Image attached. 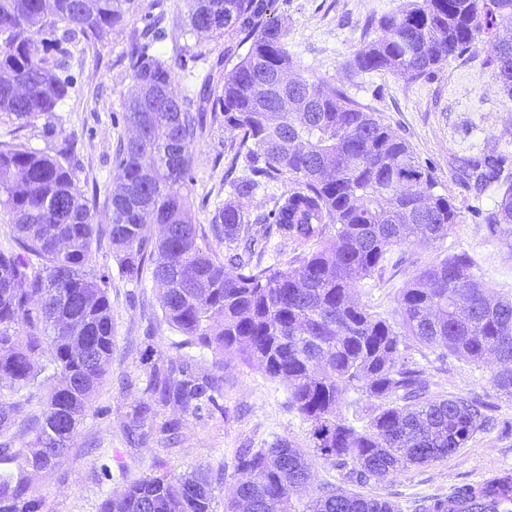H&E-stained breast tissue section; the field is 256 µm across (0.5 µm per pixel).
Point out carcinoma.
Here are the masks:
<instances>
[{
    "label": "carcinoma",
    "mask_w": 512,
    "mask_h": 512,
    "mask_svg": "<svg viewBox=\"0 0 512 512\" xmlns=\"http://www.w3.org/2000/svg\"><path fill=\"white\" fill-rule=\"evenodd\" d=\"M274 0H186L192 33L228 29L248 45L199 90L176 94L178 57L154 51L166 11L133 31L125 54L134 80L125 107L131 134L114 153L107 231L119 273H145L162 287L164 321L183 336L180 348L256 364L287 383L288 405L310 426L315 451L333 463L342 484H327L299 508L311 478L308 454L279 438L267 448H238V482L224 512H401L363 486L466 447L490 422L480 398L430 393L425 371L400 351L411 336L443 360L478 365L496 359L492 381L512 398V297L490 296L475 260L455 252L418 272L402 289L390 318L360 303L355 287L383 266L395 247L442 241L459 222L448 195L410 145L365 112L340 86L306 78L288 54L287 30L271 16ZM134 0H0V122L52 124L69 96L64 43L89 41L123 24ZM59 45L49 58L37 35ZM512 100V0H406L394 14L369 19L364 45L348 69L417 79L481 42ZM288 74V111L279 105ZM239 138L229 184L210 224L192 221L193 148L208 120ZM70 140L51 151L0 141V223L12 246L0 251V383L14 401L0 403V434L49 386L29 424L26 448L0 473V512H40L31 475L51 469L69 450L112 360L109 276L97 268L95 205L79 188ZM474 189L503 188L484 216L490 235L512 224V157L488 153L467 164ZM269 182L288 189L251 218L247 202ZM158 235H147L148 225ZM307 251L285 269L263 264L272 236ZM212 239L203 250L198 241ZM142 398L126 414L129 441L149 436L145 419L160 409L177 417L160 432L173 439L181 418L220 407L224 376L197 356H158L142 379ZM350 389L383 405L359 432L336 415ZM157 472L106 498L99 512H216L214 476L196 468L179 477Z\"/></svg>",
    "instance_id": "cac0c4a2"
}]
</instances>
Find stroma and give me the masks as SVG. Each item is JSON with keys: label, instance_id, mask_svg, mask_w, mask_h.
<instances>
[{"label": "stroma", "instance_id": "1", "mask_svg": "<svg viewBox=\"0 0 512 512\" xmlns=\"http://www.w3.org/2000/svg\"><path fill=\"white\" fill-rule=\"evenodd\" d=\"M151 2L136 0L127 25L70 45L66 75L73 92L57 110L60 120L54 133L45 132L40 118L20 129L0 124V141L22 142L36 149L46 150L61 138L75 137L77 183L96 197L97 220L102 224L110 211L116 141L128 132L123 112L133 80L123 55L133 31L143 29L154 15ZM403 2L275 0L272 7L273 16L288 30V52L304 75L344 86L355 102L380 115L409 143L420 163L430 168L438 192L448 194L460 214L447 238L395 248L383 268L358 285L360 302L385 317L395 310L401 289L419 270L461 250L475 258L476 273L486 287L496 294H512V249L507 246L512 232L489 236L483 222L500 190L476 191L462 175L468 159L491 152L512 155V99L504 95L493 70L485 65L484 52L449 59L419 79L380 71L352 75L345 68L363 44L365 21L393 14ZM233 42L228 33L196 35L172 21L167 23L160 49L181 57L173 71L176 90L200 87L219 52ZM233 155L232 137L223 126L208 127L197 142L191 185L196 223L208 224L215 206L226 198L225 180ZM97 259L110 276L112 362L66 457L54 469L32 477L45 512H99L104 498L119 492L126 480L151 473L159 459L174 476L199 466L223 474L215 491L221 502L232 495L238 481L236 449L268 447L277 435L309 447L310 425L289 408L286 383L268 377L258 366L235 358L221 361L211 354L205 355L201 367L223 374L222 409L184 417L174 443L158 432L170 416L169 411H160L146 422L154 430L147 442L135 447L127 443L123 421L141 397L142 355L150 347L164 356L176 355L173 342L178 335L162 319L159 286L149 280L138 286L122 277L109 239L101 240ZM401 349L423 365L432 393L481 397L490 403L495 424L465 448L373 483L368 493L390 498L401 512H419L427 498L512 472V434L500 427L501 422L512 421V398L499 393L491 382L497 362L473 365L452 357L442 363L411 338L403 340Z\"/></svg>", "mask_w": 512, "mask_h": 512}]
</instances>
